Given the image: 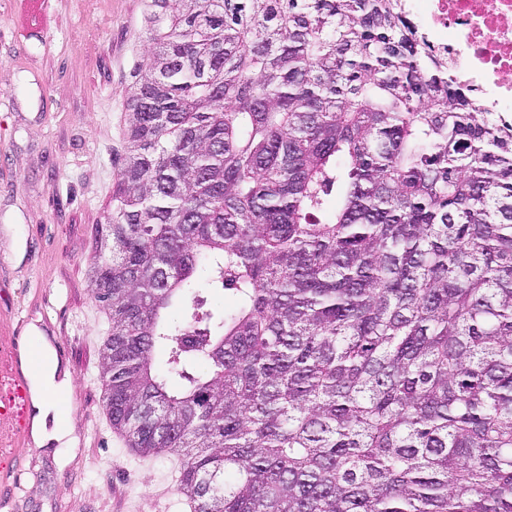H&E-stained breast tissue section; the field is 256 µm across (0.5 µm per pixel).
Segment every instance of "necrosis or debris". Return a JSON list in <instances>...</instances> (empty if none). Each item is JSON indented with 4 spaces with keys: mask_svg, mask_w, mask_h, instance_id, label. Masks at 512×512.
I'll return each mask as SVG.
<instances>
[{
    "mask_svg": "<svg viewBox=\"0 0 512 512\" xmlns=\"http://www.w3.org/2000/svg\"><path fill=\"white\" fill-rule=\"evenodd\" d=\"M419 37L479 107L512 117V0H409Z\"/></svg>",
    "mask_w": 512,
    "mask_h": 512,
    "instance_id": "4bbe7bcc",
    "label": "necrosis or debris"
}]
</instances>
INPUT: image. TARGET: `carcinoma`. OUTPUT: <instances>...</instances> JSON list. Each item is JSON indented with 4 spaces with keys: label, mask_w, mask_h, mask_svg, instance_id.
I'll list each match as a JSON object with an SVG mask.
<instances>
[{
    "label": "carcinoma",
    "mask_w": 512,
    "mask_h": 512,
    "mask_svg": "<svg viewBox=\"0 0 512 512\" xmlns=\"http://www.w3.org/2000/svg\"><path fill=\"white\" fill-rule=\"evenodd\" d=\"M143 16L92 270L112 429L194 512H512V122L401 0Z\"/></svg>",
    "instance_id": "carcinoma-1"
}]
</instances>
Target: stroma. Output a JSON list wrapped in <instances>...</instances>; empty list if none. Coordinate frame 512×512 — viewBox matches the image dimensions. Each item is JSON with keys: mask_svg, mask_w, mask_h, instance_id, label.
<instances>
[{"mask_svg": "<svg viewBox=\"0 0 512 512\" xmlns=\"http://www.w3.org/2000/svg\"><path fill=\"white\" fill-rule=\"evenodd\" d=\"M15 24V0H0V345L20 321L25 340H53L74 439L26 458L19 512H191L177 458L134 453L106 417L110 324L91 285L131 73L153 52L143 0H52L43 38H15Z\"/></svg>", "mask_w": 512, "mask_h": 512, "instance_id": "stroma-1", "label": "stroma"}]
</instances>
